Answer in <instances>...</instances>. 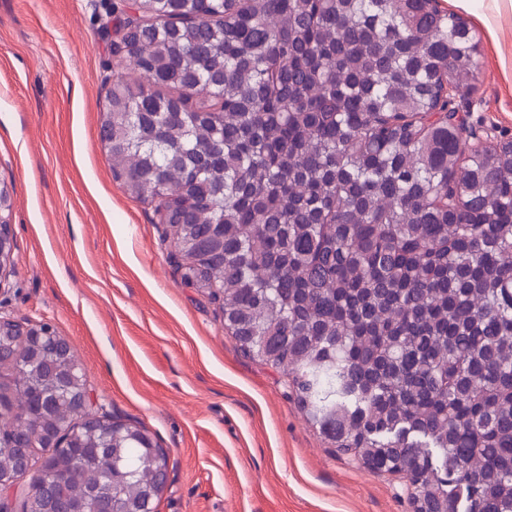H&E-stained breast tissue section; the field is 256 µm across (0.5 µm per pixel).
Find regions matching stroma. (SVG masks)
Instances as JSON below:
<instances>
[{
	"mask_svg": "<svg viewBox=\"0 0 512 512\" xmlns=\"http://www.w3.org/2000/svg\"><path fill=\"white\" fill-rule=\"evenodd\" d=\"M111 0H0V182L15 242L0 318L51 323L95 403L141 422L170 458L159 512H412L405 483L304 422L280 371L247 356L184 283L152 204L112 176L99 134ZM479 36L455 101L512 136V0H440Z\"/></svg>",
	"mask_w": 512,
	"mask_h": 512,
	"instance_id": "35a3bbf8",
	"label": "stroma"
}]
</instances>
